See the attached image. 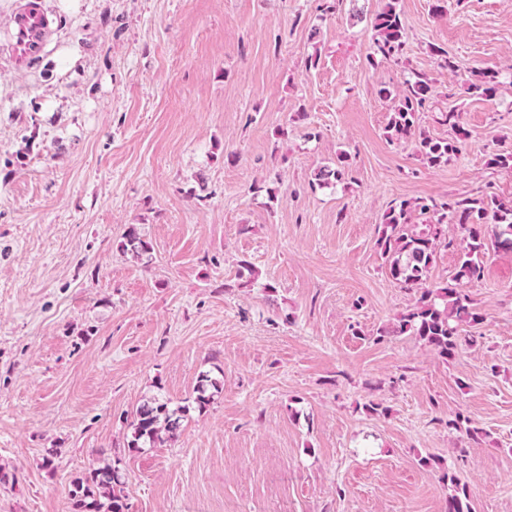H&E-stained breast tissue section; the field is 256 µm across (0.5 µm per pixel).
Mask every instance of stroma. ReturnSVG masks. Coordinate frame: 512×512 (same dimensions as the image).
<instances>
[{
    "mask_svg": "<svg viewBox=\"0 0 512 512\" xmlns=\"http://www.w3.org/2000/svg\"><path fill=\"white\" fill-rule=\"evenodd\" d=\"M18 2L0 0V512H72L105 458L127 512H445L446 471L474 512H512V250L487 242L465 287L483 321L452 359L372 337L415 299L376 245L393 201H512L490 163L512 152V0H399L398 63L370 56L387 0H42L54 33L25 66ZM487 68L495 95L465 94ZM416 74L420 128L451 138L453 109L466 133L440 167L385 134L381 88ZM343 154L348 179L312 188ZM131 226L148 256L121 251ZM203 371L210 406L128 452L136 408L189 400Z\"/></svg>",
    "mask_w": 512,
    "mask_h": 512,
    "instance_id": "stroma-1",
    "label": "stroma"
}]
</instances>
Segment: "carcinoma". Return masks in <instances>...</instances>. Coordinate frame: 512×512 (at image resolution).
Listing matches in <instances>:
<instances>
[{
  "label": "carcinoma",
  "instance_id": "1",
  "mask_svg": "<svg viewBox=\"0 0 512 512\" xmlns=\"http://www.w3.org/2000/svg\"><path fill=\"white\" fill-rule=\"evenodd\" d=\"M398 0H387L372 29L373 55L398 61L406 52V32ZM500 73L481 70L468 82L466 92L472 96L490 97L496 93ZM433 96L432 85L421 75L408 81L395 97V105L386 127L392 141H412L422 160L431 167L445 165L462 151L464 131L461 115L448 111L440 115L442 123L455 133L452 139H435L418 131V114ZM349 174L344 157L333 166L314 171L312 185L328 187L342 182ZM426 218V223H413V216ZM446 224L457 226L459 234L448 237ZM494 238L497 247L512 250V203L506 204L492 194L476 198L442 196L439 198L402 199L392 203L378 225L377 246L386 260L390 276L408 290L417 292L414 304L401 313L388 328L379 329L375 340L386 336H417L436 354L448 360L460 347V326L475 327L483 316L464 292V286L481 279L484 274L486 237ZM457 251L454 275L444 283L427 285L429 271L439 246ZM120 247L136 257L151 251L148 241L131 228L123 235ZM221 383L203 372L198 376L192 403L198 410L210 405ZM188 405H175L162 394L140 404L129 423L125 447L130 452L152 448L175 439L181 431ZM448 428L460 437L477 441L483 431L462 413L448 421ZM444 480L451 487L446 512H474L467 484L457 475L446 472ZM73 512H126L127 503L122 475L106 460L90 469L73 484Z\"/></svg>",
  "mask_w": 512,
  "mask_h": 512
}]
</instances>
